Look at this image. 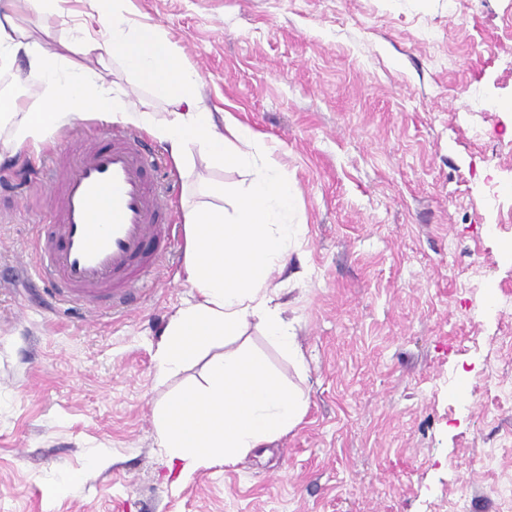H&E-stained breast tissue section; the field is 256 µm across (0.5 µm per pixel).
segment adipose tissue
Segmentation results:
<instances>
[{"mask_svg": "<svg viewBox=\"0 0 512 512\" xmlns=\"http://www.w3.org/2000/svg\"><path fill=\"white\" fill-rule=\"evenodd\" d=\"M60 0H0V75L12 74L18 58L28 62L27 76L41 90L38 105L19 96L0 95V131L9 130L7 149L43 141L51 130L77 116L98 115L113 123L132 124L154 132L176 164L186 162L191 147L206 152L217 166H233L248 180L232 193V208L220 207L226 192L212 182V206L185 214V280L198 294L195 303L170 321L156 355L157 376L166 380L198 359L214 342L232 343L243 328L256 324L263 336L287 354L296 372H303L295 336L278 301L275 274L286 265L291 248L304 233L288 221L291 188L270 152L260 149L245 126L219 131L209 109L194 95L197 72L164 35L151 26L131 22L123 0H96L82 27L104 29L103 41H85V54L106 53L121 61L140 81L174 106L168 119L154 113L126 110L106 93L97 73L78 68L62 55L20 35L12 13L25 7L54 12Z\"/></svg>", "mask_w": 512, "mask_h": 512, "instance_id": "adipose-tissue-1", "label": "adipose tissue"}]
</instances>
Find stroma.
<instances>
[{"label":"stroma","mask_w":512,"mask_h":512,"mask_svg":"<svg viewBox=\"0 0 512 512\" xmlns=\"http://www.w3.org/2000/svg\"><path fill=\"white\" fill-rule=\"evenodd\" d=\"M93 0L17 13L30 39L95 68L127 108L172 107L119 61L75 51ZM198 73L217 125L273 152L299 248L279 301L307 363L255 325L237 344L300 383L302 423L235 465L190 477L159 448L156 354L197 300L185 231L120 312L46 305L34 276L47 191L25 147L0 161V512H512V0H125ZM496 103L470 107L472 87ZM154 174L179 211L242 171L192 150Z\"/></svg>","instance_id":"obj_1"}]
</instances>
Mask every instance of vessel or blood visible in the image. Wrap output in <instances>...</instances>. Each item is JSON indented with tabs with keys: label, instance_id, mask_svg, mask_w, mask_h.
<instances>
[{
	"label": "vessel or blood",
	"instance_id": "obj_1",
	"mask_svg": "<svg viewBox=\"0 0 512 512\" xmlns=\"http://www.w3.org/2000/svg\"><path fill=\"white\" fill-rule=\"evenodd\" d=\"M152 154L146 136L116 129L47 151L50 221L38 225L33 248L56 301L128 306L144 270L165 256L176 213L149 170Z\"/></svg>",
	"mask_w": 512,
	"mask_h": 512
}]
</instances>
